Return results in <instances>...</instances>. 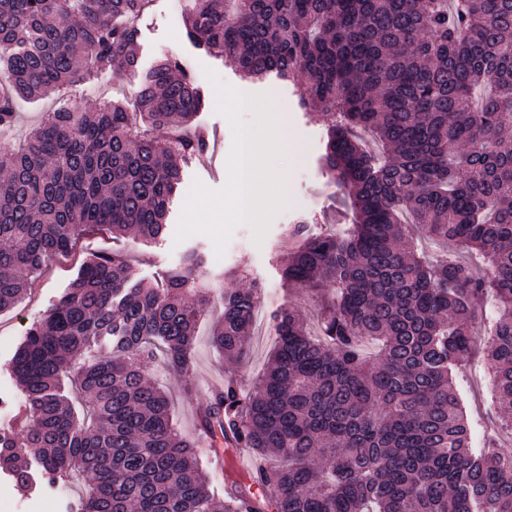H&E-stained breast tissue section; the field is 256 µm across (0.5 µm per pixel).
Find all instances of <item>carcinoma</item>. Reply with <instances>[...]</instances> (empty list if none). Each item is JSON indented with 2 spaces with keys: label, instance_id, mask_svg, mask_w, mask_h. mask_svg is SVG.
<instances>
[{
  "label": "carcinoma",
  "instance_id": "cac0c4a2",
  "mask_svg": "<svg viewBox=\"0 0 512 512\" xmlns=\"http://www.w3.org/2000/svg\"><path fill=\"white\" fill-rule=\"evenodd\" d=\"M150 2L0 0V131L19 98L94 71L139 76L131 111L48 112L22 143L0 139V313L91 230L160 238L184 167L207 150L181 64L138 74ZM187 32L246 78L298 79L302 104L332 115L322 164L354 224L298 226L283 246V280L332 290L320 339L277 310L260 380L244 393L225 374L186 438L145 371L159 358L189 377L204 258L151 285L94 254L13 356L27 405L0 431V471L23 494L91 477L71 512H512V456L470 448L452 379L492 292L486 358L512 429V0H188ZM411 227L437 252L414 248ZM221 302L210 343L234 365L262 290ZM206 436L217 453L285 464L217 498Z\"/></svg>",
  "mask_w": 512,
  "mask_h": 512
}]
</instances>
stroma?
Returning a JSON list of instances; mask_svg holds the SVG:
<instances>
[{
  "label": "stroma",
  "instance_id": "1",
  "mask_svg": "<svg viewBox=\"0 0 512 512\" xmlns=\"http://www.w3.org/2000/svg\"><path fill=\"white\" fill-rule=\"evenodd\" d=\"M140 38L136 48L140 70H148L162 57L176 58L187 66L189 75L203 94V105L195 119L210 141L206 157L192 161L185 169L167 221L168 230L156 244L146 245L129 239H115L106 231L85 236L75 254L51 260L45 273L36 281L33 291L11 311L0 314V397L7 402L0 410V429L15 424L24 409L25 397L8 364L30 326L43 318L77 274L86 256L100 251H117L130 256L137 279L158 281L167 271L179 266L190 252L203 253L207 268L200 278L204 287L221 291L229 287L225 274L236 268L246 271V283L258 284L264 292V306L253 328L252 353L248 361L234 365L243 390H250L262 373L275 348L269 314L288 304L301 313L310 332H317L316 313L325 293L314 288L284 286L279 273L281 241L293 225H307L311 232H342L351 218L337 186L329 183L320 166L323 141L330 118L317 111L302 108L299 87L274 77L263 82L245 79L224 60L209 55L186 33L184 12L174 0H153L139 22ZM242 93L266 94L274 102L289 170L286 180L287 206L268 227L262 240H255L250 226H239L224 257H217L211 240L202 234L176 241L175 234L182 209L194 182L211 189L222 188L227 180L226 158L233 142L228 120L217 110V98L211 76ZM137 86L129 79L118 80L111 73L83 82L60 92L49 94L39 102L20 103L13 137L36 126L44 112L79 106L97 107L101 97L120 96L133 103ZM219 314L218 307L205 309L193 349L192 392H185L181 376L159 365L148 368L152 378L167 392L180 431L188 437L196 432V416L212 392L224 384V364L212 349L209 329ZM455 382L463 394L464 410L471 429V445L494 448L512 456V434L495 425L496 409L492 401L488 366L482 354H474L455 373Z\"/></svg>",
  "mask_w": 512,
  "mask_h": 512
}]
</instances>
